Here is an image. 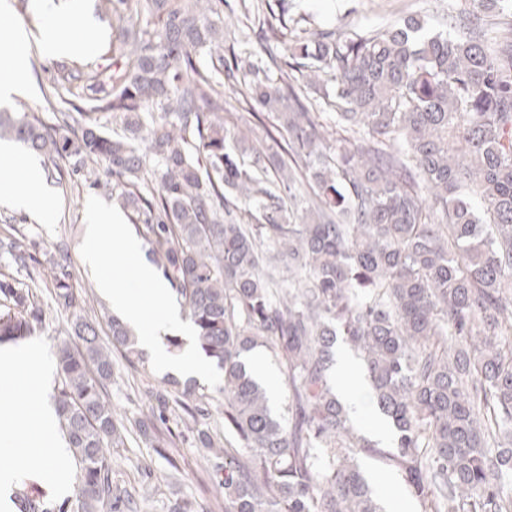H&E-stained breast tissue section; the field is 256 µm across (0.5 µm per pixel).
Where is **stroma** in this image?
Wrapping results in <instances>:
<instances>
[{
  "label": "stroma",
  "mask_w": 512,
  "mask_h": 512,
  "mask_svg": "<svg viewBox=\"0 0 512 512\" xmlns=\"http://www.w3.org/2000/svg\"><path fill=\"white\" fill-rule=\"evenodd\" d=\"M274 10L303 16L304 28L331 29L339 33L366 32L390 21L414 15L429 28L446 29L448 17L463 8L461 0H273ZM11 27L25 28L30 34L27 60L28 88L5 102V110L35 113L45 123H54L43 98V88L56 66L40 47L39 35L46 24L44 10L35 0H0V21ZM42 169L51 187V211L46 221L36 214L15 210L0 203V238L11 231L25 233L29 258L25 265L14 263L11 255L0 250V274L17 287L30 289L36 303L43 309L45 320L33 335V343L44 350V367L49 387H57L58 376L55 346L73 335L77 314L58 306L54 300L55 284L49 276L52 267L72 272L71 283L81 288L95 275L84 259L82 236L93 204L112 205L111 196L82 176L59 178L51 163ZM113 377L107 386V399L119 422L134 426L150 421L155 404L153 388L147 376L162 378L167 371L151 351H144L140 362L129 363L120 353H113ZM166 425L171 432L168 448L151 447L138 434L128 435L124 446L113 449L112 489L141 497L143 512H169L173 504L188 506L191 512H224L223 468L215 467L203 457L197 444V432L223 429L224 417L214 411L198 422L180 420L168 414Z\"/></svg>",
  "instance_id": "1"
}]
</instances>
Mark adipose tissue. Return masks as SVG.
<instances>
[{
	"mask_svg": "<svg viewBox=\"0 0 512 512\" xmlns=\"http://www.w3.org/2000/svg\"><path fill=\"white\" fill-rule=\"evenodd\" d=\"M29 36L26 32L15 34L12 50L0 57V100L5 101L16 94L24 76L20 64L27 53ZM49 187L43 169L35 161H27L22 179L0 177V201L6 200L17 207L33 209L35 200H48ZM122 243L127 252H137L138 247L130 237L120 211L93 207L90 221L85 228L83 252L91 271L98 274V287L110 301L113 311L130 326L141 332L143 346L156 349L159 362H166L164 352L156 348L158 334L178 322L176 308L171 303V292L167 283L160 280L153 267L145 260L134 264L132 279L101 271L102 257L111 243ZM145 285L149 292L150 307H143L128 281ZM40 347L28 345L20 348H0V399L14 398L16 380L28 384L27 396L33 404L28 412L0 410V448L12 450L20 442L22 435L32 432L46 437L44 447L30 453L23 468H16L9 462L0 460V512H9L11 489L23 473L48 475L57 491L69 493L73 477L69 472L55 468L57 459L64 455L65 447L55 439L57 416L51 404L45 401V372L42 365Z\"/></svg>",
	"mask_w": 512,
	"mask_h": 512,
	"instance_id": "ef3b65f1",
	"label": "adipose tissue"
}]
</instances>
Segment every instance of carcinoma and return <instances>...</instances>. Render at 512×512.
<instances>
[{"mask_svg":"<svg viewBox=\"0 0 512 512\" xmlns=\"http://www.w3.org/2000/svg\"><path fill=\"white\" fill-rule=\"evenodd\" d=\"M472 2L449 32L408 16L338 35L296 31L269 0H99L112 38L102 62L63 63L49 79L56 124L0 112V139L56 168L102 162L223 371L224 438L198 441L224 456V512H383L357 461L372 444L329 375L338 336L396 429L384 457L422 512H512V35L488 37L480 18L512 0ZM238 10L260 51L225 46ZM233 101L256 123L229 143ZM0 248L26 264L23 237ZM69 277H55V298L75 309L90 286ZM31 297L0 279L1 344L42 325ZM111 329L108 346L80 320L56 346L55 411L81 512L120 508L107 450L126 436L106 386L112 351H140L128 324ZM257 345L284 368L286 422L245 370ZM162 384L161 422L169 394L211 399L190 381ZM18 502L68 512L32 488Z\"/></svg>","mask_w":512,"mask_h":512,"instance_id":"cac0c4a2","label":"carcinoma"}]
</instances>
